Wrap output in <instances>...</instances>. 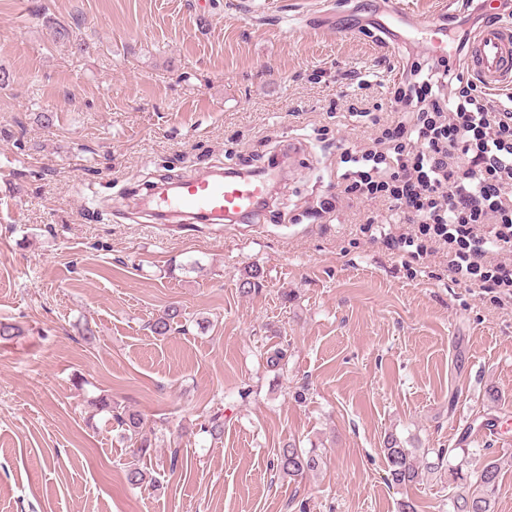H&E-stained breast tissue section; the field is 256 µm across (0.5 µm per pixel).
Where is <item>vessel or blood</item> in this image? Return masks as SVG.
<instances>
[{"label":"vessel or blood","instance_id":"1","mask_svg":"<svg viewBox=\"0 0 512 512\" xmlns=\"http://www.w3.org/2000/svg\"><path fill=\"white\" fill-rule=\"evenodd\" d=\"M489 16L471 37L466 56H459L456 46L448 42V24L438 17L426 21L402 10L396 0H384L376 26L397 47L414 39L425 44L432 55L462 58L467 72L490 92L512 87V20L500 16L495 0H486ZM267 179L220 171L185 178L164 192L158 206L162 212H188L202 221L253 218L267 200Z\"/></svg>","mask_w":512,"mask_h":512}]
</instances>
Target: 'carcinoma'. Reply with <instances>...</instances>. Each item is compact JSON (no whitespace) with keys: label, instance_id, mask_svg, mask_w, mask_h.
I'll return each mask as SVG.
<instances>
[{"label":"carcinoma","instance_id":"carcinoma-1","mask_svg":"<svg viewBox=\"0 0 512 512\" xmlns=\"http://www.w3.org/2000/svg\"><path fill=\"white\" fill-rule=\"evenodd\" d=\"M57 37L71 44L79 53L85 51V43L69 25H63L48 19ZM180 311L171 307L151 323V330L157 336H166L178 324ZM266 364L274 370H282L288 364L287 350L283 348L268 349L264 352ZM95 411L106 413L108 420L116 423L124 431L127 442L132 446V453L139 457L149 454L151 439L145 434L144 418L137 412L119 409L112 406V399L101 397L91 402ZM201 430L214 439L221 438L224 433L223 415L215 413L201 427ZM454 449L443 448L436 453V460L430 462L426 457H419L415 451L401 445L394 436H388L385 442L384 456L388 466L387 479L390 483L406 486L423 480V473L435 471L443 467L445 457ZM324 465L323 455L314 449L305 450L294 444L278 449L273 467L290 478L302 477L321 469ZM469 461L463 458L460 464L448 470V486L452 488L451 503L453 512H494L495 495L499 477L505 467H512V455H502L484 460L475 469L468 468Z\"/></svg>","mask_w":512,"mask_h":512}]
</instances>
